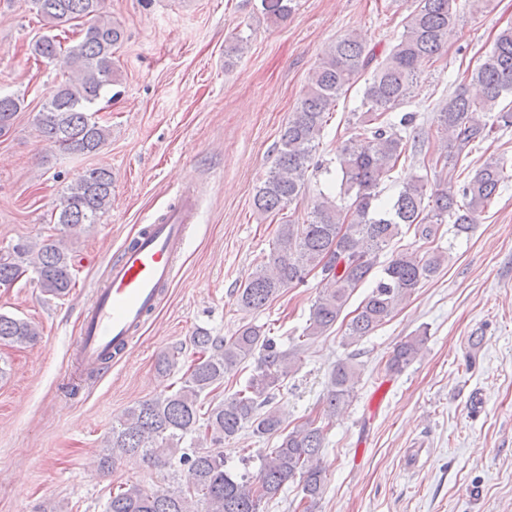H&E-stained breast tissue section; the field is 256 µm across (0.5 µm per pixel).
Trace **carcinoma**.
I'll use <instances>...</instances> for the list:
<instances>
[{
    "label": "carcinoma",
    "mask_w": 512,
    "mask_h": 512,
    "mask_svg": "<svg viewBox=\"0 0 512 512\" xmlns=\"http://www.w3.org/2000/svg\"><path fill=\"white\" fill-rule=\"evenodd\" d=\"M104 0H31L47 29L86 20V27L71 45L51 33L30 47L39 60L56 61L72 73L54 97L37 112L41 136L68 155H89L108 140L110 129L92 116V109L106 87L117 82L114 54L124 40L122 26L103 15ZM458 0H411L404 31L389 54L377 61L373 49L357 35L347 33L319 59L303 95L280 131L275 167L257 187L253 208L257 215L278 222L268 261L257 265L238 289L237 301L245 311H258L283 290L305 283L320 271L324 288L312 304L303 336H324L336 325L350 298L365 284L371 291L346 324L343 345L348 347L371 336L392 316L397 306L422 283L433 278L447 259L440 250L391 251L402 230L435 241L441 226L448 225L452 239L472 231L471 213L486 208L504 182V167L489 158L459 190L448 181L427 191L428 179L408 174L389 198L381 197V185L407 158V143L416 130L414 112L396 114L409 102L423 68L438 60L448 34L459 20ZM265 14L285 22L295 10V0H261ZM365 78L361 111L353 113L358 134L349 138L336 157L339 192L332 197L319 193L307 219L298 224L283 211L306 191L310 169L321 133L337 100ZM470 80L480 88L473 96L461 84L436 112L444 140L429 162L445 171L457 166L479 144L498 131L512 129V105L502 104L512 95V26L501 29ZM22 101L0 94V136L12 127ZM112 203V172L88 168L70 185L57 223L73 228L93 224ZM36 255L37 282L48 295L62 297L75 283L71 257L56 242L44 240L18 244L0 254V285L8 286L24 272L26 257ZM38 332L28 321L0 314V344L25 346ZM427 335L408 336L394 348L387 371L402 373L418 357ZM198 357L182 376L180 387L168 394L131 406L123 420L112 427L107 453L99 460L102 469L122 456L139 455L153 464H169L173 458L188 466L185 490L148 492L136 483L110 495L105 512H260L261 503L276 497L289 482L302 483L303 512H314L322 498L325 479L319 465L325 436L333 419L353 400L358 382L355 355L330 370L321 416L283 428V419L265 409L283 386L299 360L304 343L288 349L278 346L263 327L242 325L226 339L201 330L192 337ZM256 365L245 385L220 400L210 394L224 386V377L249 358ZM262 438L277 436L274 448H260L255 481L225 466L224 442L245 427ZM190 438L193 449L179 452Z\"/></svg>",
    "instance_id": "carcinoma-1"
}]
</instances>
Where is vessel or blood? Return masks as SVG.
Returning a JSON list of instances; mask_svg holds the SVG:
<instances>
[{
    "label": "vessel or blood",
    "mask_w": 512,
    "mask_h": 512,
    "mask_svg": "<svg viewBox=\"0 0 512 512\" xmlns=\"http://www.w3.org/2000/svg\"><path fill=\"white\" fill-rule=\"evenodd\" d=\"M197 212L194 189L184 187L177 203L118 250L81 314L78 357L83 371H98L105 357L128 347L166 297L179 275L177 262Z\"/></svg>",
    "instance_id": "b4317fda"
}]
</instances>
